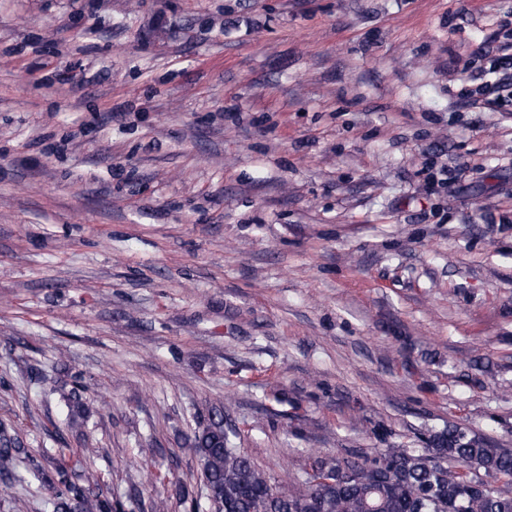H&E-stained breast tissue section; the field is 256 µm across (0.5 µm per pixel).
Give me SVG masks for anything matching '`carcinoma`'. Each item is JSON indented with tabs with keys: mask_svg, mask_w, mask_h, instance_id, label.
<instances>
[{
	"mask_svg": "<svg viewBox=\"0 0 512 512\" xmlns=\"http://www.w3.org/2000/svg\"><path fill=\"white\" fill-rule=\"evenodd\" d=\"M217 407L187 437L184 452L199 459L211 512H512V495L492 481L512 479V450L491 448L458 428L434 436L421 451L387 448L368 458L307 457L280 485L234 446ZM26 449L0 427V498H15L17 462ZM45 481L55 492L53 512H123V503L97 490L99 477L66 463L57 449Z\"/></svg>",
	"mask_w": 512,
	"mask_h": 512,
	"instance_id": "obj_1",
	"label": "carcinoma"
}]
</instances>
